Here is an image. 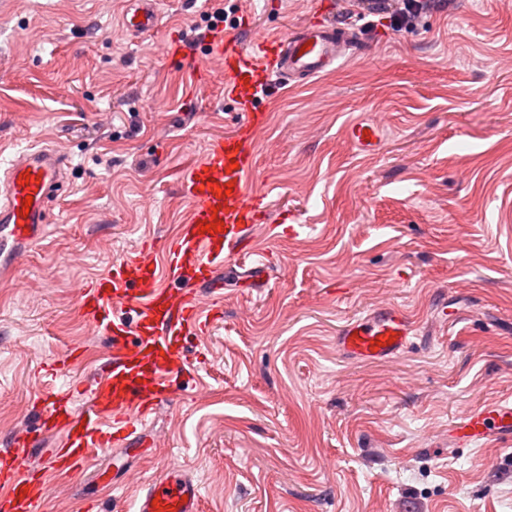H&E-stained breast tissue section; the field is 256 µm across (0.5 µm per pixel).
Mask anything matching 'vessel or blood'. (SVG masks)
<instances>
[{
  "label": "vessel or blood",
  "mask_w": 512,
  "mask_h": 512,
  "mask_svg": "<svg viewBox=\"0 0 512 512\" xmlns=\"http://www.w3.org/2000/svg\"><path fill=\"white\" fill-rule=\"evenodd\" d=\"M124 24L135 35L156 29L158 0H131ZM358 44L354 32L323 20L245 42L220 28L206 35V51L224 63V96L242 120L183 171L179 188L187 213L163 253L143 245L81 286L80 310L110 338L112 356L91 384L40 399L41 429L61 436L41 465L26 463L21 439L0 448V512H36L47 477L83 470L98 449L135 445L140 454L150 453L152 443L138 428L186 375L184 337L207 328L200 287L213 282L224 266L249 267L253 287L265 284L268 264L256 246L260 195L251 181L249 150L266 130L263 105L278 87L333 71ZM382 130L378 119L355 123L349 137L361 151L372 153L381 146ZM69 168L64 152L43 146L28 149L0 171L1 276L12 274L17 257L40 237ZM27 198L32 201L28 208L23 205ZM419 333L418 319L400 306L383 304L348 319L336 346L349 359L389 362ZM78 393L88 398L79 409L72 405ZM456 436L468 445L491 437L512 440V398L470 408ZM200 507V485L188 473L172 470L141 487L135 512H200Z\"/></svg>",
  "instance_id": "vessel-or-blood-1"
}]
</instances>
